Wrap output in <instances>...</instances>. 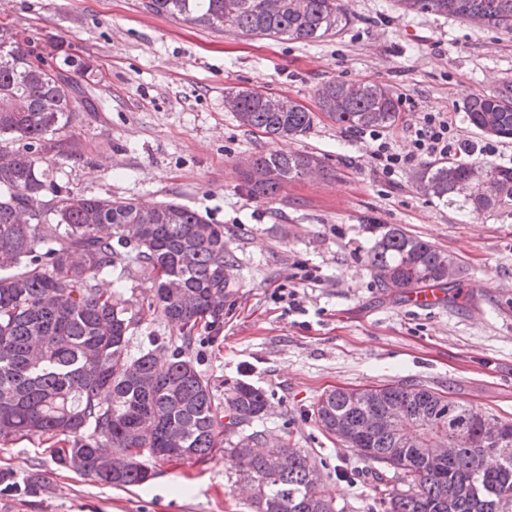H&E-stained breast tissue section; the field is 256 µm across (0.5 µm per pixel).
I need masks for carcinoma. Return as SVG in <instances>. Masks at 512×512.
<instances>
[{
  "mask_svg": "<svg viewBox=\"0 0 512 512\" xmlns=\"http://www.w3.org/2000/svg\"><path fill=\"white\" fill-rule=\"evenodd\" d=\"M398 0L400 8L488 27L512 29V0ZM160 15L214 30L316 40L347 23L339 0H148ZM15 29L0 26V439L61 440L55 463L103 485L139 486L154 473L144 463L194 459L204 463L231 454L243 480L254 485L255 512H333L321 491L314 459L283 445L275 454L235 443V428L267 414L263 390L238 381L219 394L185 355L201 339L215 342L224 328V298L233 267L224 225L178 202L145 204L75 194L50 179V166L69 153L81 112L96 106L78 79L72 56L42 57L30 36L5 43ZM320 111L343 126L387 128L398 105L380 83L331 82L317 90ZM25 99L24 112L12 109ZM230 112L240 125L280 139L308 132L314 113L295 100L257 90L231 91ZM476 129L512 139V84L472 100L467 112ZM326 175L316 156L296 151L257 153L242 172L249 191L274 199L288 182ZM425 192L473 220L487 211L512 216V166L487 160L428 164ZM367 248V267L384 291L407 292L430 284L452 289L459 267L448 254L399 228L378 224ZM152 274L147 308L133 309L99 280L119 271ZM178 328L179 344L158 342L134 356L129 341L145 314ZM397 403L405 418L422 420L419 440L407 447L394 431H360L376 402ZM476 407L444 391L412 382L336 389L320 397L313 414L322 429L375 470L373 486L385 512H512V420L484 430ZM454 448L442 466L424 451ZM501 449L484 461L482 448ZM288 455V468L279 456ZM393 470L401 487L389 485ZM43 477L23 480L0 470V491L35 494Z\"/></svg>",
  "mask_w": 512,
  "mask_h": 512,
  "instance_id": "1",
  "label": "carcinoma"
}]
</instances>
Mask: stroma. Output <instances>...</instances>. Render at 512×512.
<instances>
[{
    "instance_id": "obj_1",
    "label": "stroma",
    "mask_w": 512,
    "mask_h": 512,
    "mask_svg": "<svg viewBox=\"0 0 512 512\" xmlns=\"http://www.w3.org/2000/svg\"><path fill=\"white\" fill-rule=\"evenodd\" d=\"M147 0H0V23L80 58L98 109L80 115L76 154L53 165L55 180L84 195L152 204L176 200L223 225L234 256L224 328L189 354L217 392L239 380L267 394L265 417L239 428L308 451L335 512H384L373 498L371 462L341 447L312 413L336 388L414 381L512 419V218L466 222L423 192L421 166L386 178L369 145L321 117L305 135L280 140L239 126L225 107L232 90L288 96L317 110L329 82L391 89L405 146L420 113L444 112L454 138L490 146L512 166V140L469 124L470 101L512 82V31L431 13L396 0H341L337 33L306 42L211 30L148 11ZM292 150L328 174L255 198L241 169L259 152ZM395 227L455 257V303L420 311L385 296L367 269L368 227ZM297 291L299 307L286 292ZM56 440H0V468L42 474L35 494H0V512H252L233 459L156 462L147 483L115 488L51 458Z\"/></svg>"
}]
</instances>
